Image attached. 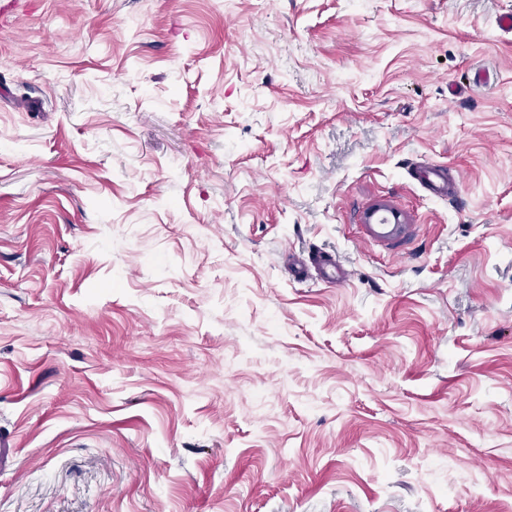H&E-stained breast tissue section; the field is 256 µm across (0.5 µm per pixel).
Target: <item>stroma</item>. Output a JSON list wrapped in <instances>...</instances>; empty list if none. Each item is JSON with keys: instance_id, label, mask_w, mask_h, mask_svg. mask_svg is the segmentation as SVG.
<instances>
[{"instance_id": "obj_1", "label": "stroma", "mask_w": 512, "mask_h": 512, "mask_svg": "<svg viewBox=\"0 0 512 512\" xmlns=\"http://www.w3.org/2000/svg\"><path fill=\"white\" fill-rule=\"evenodd\" d=\"M507 15L0 0V512H512ZM412 173L415 179L434 195H447L458 191V184L448 176L446 171L435 165L418 164L412 169ZM379 224H366L367 233L377 239L392 241L399 238L405 231V224H387L386 217L377 218ZM306 268H314L321 273V279H331L336 283L342 282L346 276V270L340 260L327 252L317 253L309 256L305 261Z\"/></svg>"}]
</instances>
